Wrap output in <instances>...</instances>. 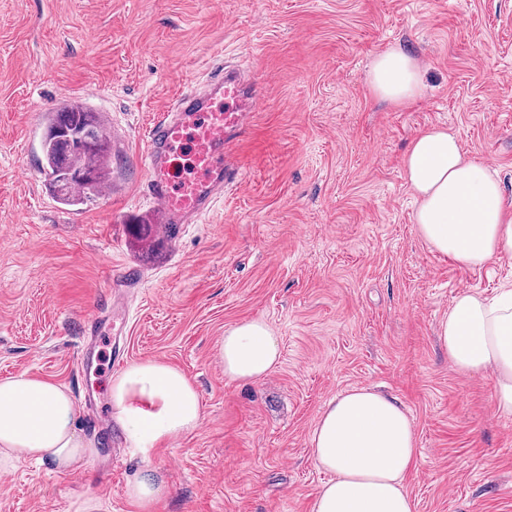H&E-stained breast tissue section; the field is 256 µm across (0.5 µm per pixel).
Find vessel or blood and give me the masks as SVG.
Here are the masks:
<instances>
[{"mask_svg":"<svg viewBox=\"0 0 512 512\" xmlns=\"http://www.w3.org/2000/svg\"><path fill=\"white\" fill-rule=\"evenodd\" d=\"M259 101L255 84L233 66L179 94L148 129L142 195L159 236L173 241L182 225L209 214L226 186L241 182L234 156Z\"/></svg>","mask_w":512,"mask_h":512,"instance_id":"b4317fda","label":"vessel or blood"}]
</instances>
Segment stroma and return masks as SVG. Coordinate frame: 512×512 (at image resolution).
<instances>
[{
  "instance_id": "1",
  "label": "stroma",
  "mask_w": 512,
  "mask_h": 512,
  "mask_svg": "<svg viewBox=\"0 0 512 512\" xmlns=\"http://www.w3.org/2000/svg\"><path fill=\"white\" fill-rule=\"evenodd\" d=\"M401 46L423 95H373L375 55ZM255 72L261 104L238 144L244 170L176 242L152 219L140 148L153 120L218 64ZM101 114L115 140L108 197L58 204L41 168L43 110ZM441 127L495 170L512 204V0H0V379L64 386L97 448L60 473L0 471V512H138L140 464L114 421L112 362L155 359L196 385L202 420L156 448L157 512H310L327 472L310 452L324 405L353 387L394 397L417 435L415 512H512V416L494 374L459 371L438 325L463 292L512 286V257L455 264L417 233L403 157ZM105 305L104 341L85 321ZM268 323L281 363L227 379L217 343Z\"/></svg>"
}]
</instances>
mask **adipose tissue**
Masks as SVG:
<instances>
[{
    "instance_id": "1",
    "label": "adipose tissue",
    "mask_w": 512,
    "mask_h": 512,
    "mask_svg": "<svg viewBox=\"0 0 512 512\" xmlns=\"http://www.w3.org/2000/svg\"><path fill=\"white\" fill-rule=\"evenodd\" d=\"M369 84L375 96L395 104L412 103L423 92L417 62L397 46L374 57ZM403 169L417 200L418 233L442 256L479 269L512 255V206L497 174L465 159L454 135L441 128L421 133ZM439 336L459 370H493L494 404L512 415V288L491 300L458 295ZM218 353L225 377L241 383L270 375L281 358L260 319L227 328ZM110 400L127 443L145 460L159 444L194 431L202 418L195 384L158 360L137 361L116 374ZM76 413L68 390L55 382L26 373L0 380V469L33 461L64 473L90 460L96 450L77 438ZM310 446L317 466L331 474L310 512H414L405 478L417 439L395 399L367 387L339 393L324 407Z\"/></svg>"
}]
</instances>
